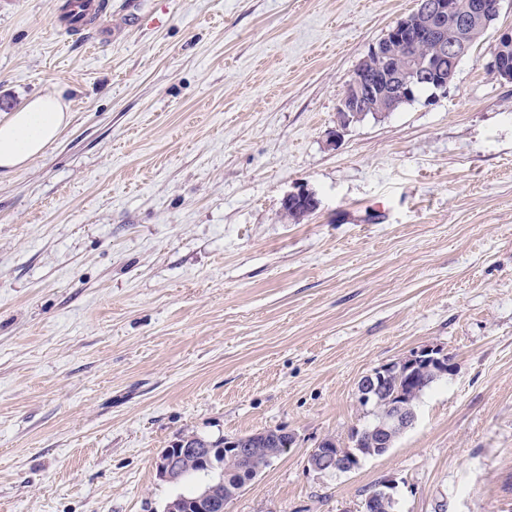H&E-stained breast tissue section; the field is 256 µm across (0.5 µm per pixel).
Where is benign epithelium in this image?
I'll return each mask as SVG.
<instances>
[{
    "mask_svg": "<svg viewBox=\"0 0 512 512\" xmlns=\"http://www.w3.org/2000/svg\"><path fill=\"white\" fill-rule=\"evenodd\" d=\"M458 4L456 0H425L421 7L422 14L428 18L425 26H419L415 21L403 19L395 24L388 32V38L395 42H416L421 38L431 37L438 32L434 20L445 16L457 15ZM382 58L383 47L372 48V55H368L359 63L350 88L343 94L337 108L336 130L332 132L333 140H338L346 130L349 122L347 113L358 112L364 105L365 100L376 93L375 83L380 81L381 66L371 62V57ZM430 65L422 66L417 60L407 58L401 64L399 76V92L407 93L411 85L422 79L429 78L427 70ZM315 199V194L304 186L288 193L282 199V205L288 207L294 203H304ZM421 367H428L438 373L448 374L453 371L454 363L452 358L439 346H424L412 350L403 358L388 364H383L370 373L363 376L358 383V392L362 396L374 395L384 392V385L392 377L406 378L412 382L416 370ZM415 419V414L410 413L400 404H394L389 408L387 415L381 421L378 432L390 434L394 431H404L409 428ZM188 438L182 437L173 443V447L163 449L156 461V472L164 481H174L179 478V470L174 466L171 459L174 449L186 445Z\"/></svg>",
    "mask_w": 512,
    "mask_h": 512,
    "instance_id": "7a95c632",
    "label": "benign epithelium"
}]
</instances>
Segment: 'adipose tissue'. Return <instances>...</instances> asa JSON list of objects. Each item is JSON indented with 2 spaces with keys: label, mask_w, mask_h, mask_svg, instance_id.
Here are the masks:
<instances>
[{
  "label": "adipose tissue",
  "mask_w": 512,
  "mask_h": 512,
  "mask_svg": "<svg viewBox=\"0 0 512 512\" xmlns=\"http://www.w3.org/2000/svg\"><path fill=\"white\" fill-rule=\"evenodd\" d=\"M67 107L56 91H47L0 121V171L23 168L68 126Z\"/></svg>",
  "instance_id": "ef3b65f1"
}]
</instances>
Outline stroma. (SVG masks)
<instances>
[{"label": "stroma", "instance_id": "obj_1", "mask_svg": "<svg viewBox=\"0 0 512 512\" xmlns=\"http://www.w3.org/2000/svg\"><path fill=\"white\" fill-rule=\"evenodd\" d=\"M0 0V119L46 89L69 126L0 176V512H163L182 435L294 444L224 512H512V82L495 30L447 93L332 142L354 71L417 0ZM312 190L317 210L286 217ZM441 346L393 448L321 473L358 382ZM107 6L101 0H70L65 10L61 12L62 19L59 27L64 32L81 30L91 25L92 17ZM313 199H315V194L311 190L307 187L299 186L295 191L289 192L283 197L282 205L285 207L282 209L284 214L295 221L309 216L317 210V205H313L309 202L313 201ZM294 203L299 204L294 206L292 205ZM320 444L318 443L315 448H312L307 455L309 468L313 469L315 467L316 458L324 452V445L320 448ZM335 449H337V453L336 450H330L318 458L317 465L320 472H336V470L348 472L356 468L355 462L357 458L355 456L347 455L345 448ZM336 457L339 460L340 469L337 468Z\"/></svg>", "mask_w": 512, "mask_h": 512}]
</instances>
